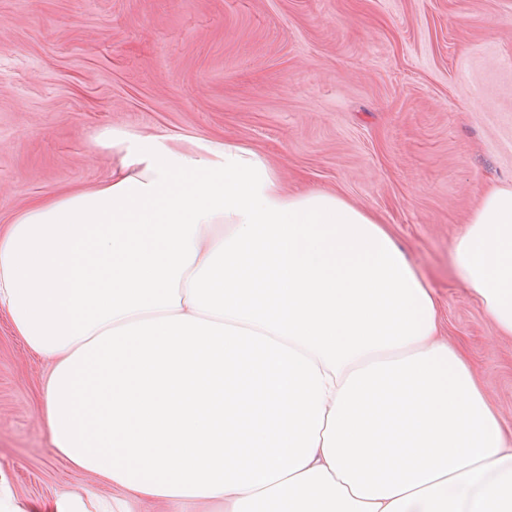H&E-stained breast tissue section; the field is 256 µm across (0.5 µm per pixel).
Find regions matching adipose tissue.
I'll return each instance as SVG.
<instances>
[{
  "mask_svg": "<svg viewBox=\"0 0 512 512\" xmlns=\"http://www.w3.org/2000/svg\"><path fill=\"white\" fill-rule=\"evenodd\" d=\"M94 188L0 225V316L45 359L55 455L134 502L224 512H512V438L375 213L221 139L107 130ZM459 279L512 338V188Z\"/></svg>",
  "mask_w": 512,
  "mask_h": 512,
  "instance_id": "1",
  "label": "adipose tissue"
}]
</instances>
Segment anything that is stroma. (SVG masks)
Here are the masks:
<instances>
[{
  "instance_id": "1",
  "label": "stroma",
  "mask_w": 512,
  "mask_h": 512,
  "mask_svg": "<svg viewBox=\"0 0 512 512\" xmlns=\"http://www.w3.org/2000/svg\"><path fill=\"white\" fill-rule=\"evenodd\" d=\"M244 144L381 216L512 429V339L452 260L512 185V0H0V224L110 177L106 129ZM47 362L0 319V472L25 512L111 485L55 456Z\"/></svg>"
}]
</instances>
